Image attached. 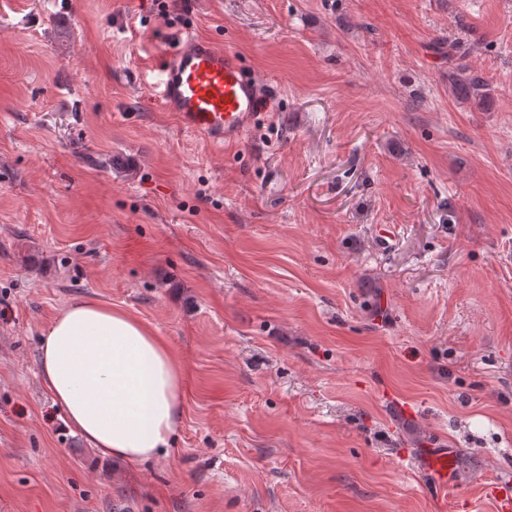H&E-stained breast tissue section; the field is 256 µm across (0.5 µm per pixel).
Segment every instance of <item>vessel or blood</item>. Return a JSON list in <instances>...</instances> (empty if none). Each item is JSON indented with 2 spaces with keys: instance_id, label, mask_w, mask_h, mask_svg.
<instances>
[{
  "instance_id": "vessel-or-blood-1",
  "label": "vessel or blood",
  "mask_w": 512,
  "mask_h": 512,
  "mask_svg": "<svg viewBox=\"0 0 512 512\" xmlns=\"http://www.w3.org/2000/svg\"><path fill=\"white\" fill-rule=\"evenodd\" d=\"M153 91L182 130L219 148L239 144L271 106L261 83L233 48L197 34L182 37L165 57ZM425 458L434 488L447 493L453 453L430 448Z\"/></svg>"
}]
</instances>
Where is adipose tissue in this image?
<instances>
[{
    "label": "adipose tissue",
    "mask_w": 512,
    "mask_h": 512,
    "mask_svg": "<svg viewBox=\"0 0 512 512\" xmlns=\"http://www.w3.org/2000/svg\"><path fill=\"white\" fill-rule=\"evenodd\" d=\"M40 357L44 385L102 456L140 463L169 448L182 416V365L139 320L74 302L42 336Z\"/></svg>",
    "instance_id": "1"
}]
</instances>
